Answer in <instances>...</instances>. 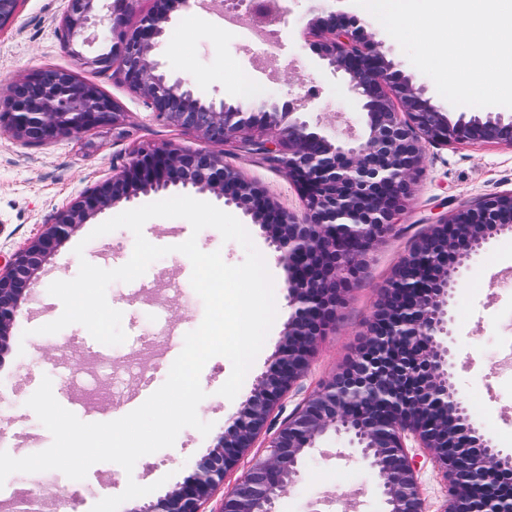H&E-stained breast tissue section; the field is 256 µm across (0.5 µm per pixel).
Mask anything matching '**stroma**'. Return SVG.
Returning a JSON list of instances; mask_svg holds the SVG:
<instances>
[{
    "mask_svg": "<svg viewBox=\"0 0 512 512\" xmlns=\"http://www.w3.org/2000/svg\"><path fill=\"white\" fill-rule=\"evenodd\" d=\"M285 22L276 36L274 58L260 60L250 48L248 27L224 29L214 23V13L192 7L174 11L170 33L157 52L172 77L192 78L207 97L236 100V83L251 78L256 98L281 95L289 77L301 75L304 90L316 92L314 113L326 122L325 133L362 135L363 115L359 102L345 89L342 76L332 75L319 64L306 34L315 0H286ZM338 10L360 21L382 44L395 71L425 86L433 103L451 116L460 107L446 103L431 78L421 73L398 43L366 10L352 0H338ZM66 0H19L12 23L0 29V84L55 67L97 84L125 114L117 126L96 128L76 137L47 144H27L0 131V255L9 256L39 233L57 209L112 174V159L141 146L175 145L197 149V134L156 121L142 98L113 74L84 68L66 49L61 21ZM423 167L414 185L413 199L394 234L381 241L372 253L360 283L346 295L335 329L317 346L306 375L284 397L271 419L279 428L302 401L334 374L341 371L364 338L376 313L382 286L429 226L456 210L474 207L484 199L512 191V147L495 143H451L423 146ZM226 163L266 190L286 210L299 213L304 202L284 170L264 155L230 140L223 147ZM119 204L90 219L67 239L51 257L30 300L23 305L10 349L0 355V415L6 419L0 432V451L22 458L47 449L51 433L42 425L27 401L43 378H50L55 398L69 403L72 413L87 409L97 421L110 422L138 408L166 381L170 343H183L204 316V304L191 286L192 266L175 247L196 237L205 252L220 251L230 265L241 264L246 252L241 244L223 240L213 228L193 233L182 218H152L143 226L147 241L169 247L166 256L153 262L132 282L116 281L107 289V301L122 313L126 340L119 345H100L97 352L80 344L87 330L72 324L55 334L40 333L63 312L59 299L48 292L57 280L77 276L81 261L112 270L126 264L135 238L126 228L100 237L91 232L126 211ZM226 213L239 218L255 247L262 253L274 279L277 318L265 344L248 371L234 399L218 393L229 378L232 365L223 356L211 358L200 381L206 393L197 409L202 421L211 423L208 434L187 427L172 447L138 459L132 472L113 462L91 466L87 479L73 484L57 470L14 473L0 486V512H27L24 488L43 490L40 512H53L55 494L69 493L70 506L60 512H91L102 498L121 494L128 481L147 486L162 482L164 490L182 483L198 461L223 434L250 396L257 380L271 365L289 317L284 289L286 270L260 225L236 206ZM83 254H75L76 246ZM512 274V232L492 236L463 267L450 300L455 389L469 408L478 434L512 458V389L506 388L503 346L512 341V293L500 290L504 275ZM420 463L418 482L427 512H439L446 498L445 483L437 466L423 448H409ZM384 512L385 504L368 464L354 453L347 436H327L312 453L289 491L276 502L277 512Z\"/></svg>",
    "mask_w": 512,
    "mask_h": 512,
    "instance_id": "35a3bbf8",
    "label": "stroma"
}]
</instances>
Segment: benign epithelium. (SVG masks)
I'll return each instance as SVG.
<instances>
[{"mask_svg": "<svg viewBox=\"0 0 512 512\" xmlns=\"http://www.w3.org/2000/svg\"><path fill=\"white\" fill-rule=\"evenodd\" d=\"M153 10L127 28L132 0H67L65 47L97 73L122 77L154 118L192 131L207 143L185 150L142 147L112 164V177L57 211L25 247L0 260V352L8 349L16 319L39 272L57 248L98 213L139 194L192 188L242 208L261 226L287 270L291 313L273 371L256 383L244 408L200 459L194 474L163 496L129 512H275L277 499L300 474L309 450L330 433L350 436L369 462L387 512H426L418 463L406 441L428 450L447 486L440 512H512V495L497 492L505 468L500 450L462 430L467 407L455 394L449 299L454 273L493 235L512 231V192L477 208L459 209L435 224L399 263L381 289L366 342L355 358L321 387L271 436L268 452L242 470L214 501L233 470L288 391L306 374L310 358L336 327L346 294L361 280L376 245L396 230L409 206L423 162V143H498L512 147V115L462 112L456 120L424 89L394 71L374 40L343 13L321 10L308 22L315 55L342 74L364 111V134L353 143L311 130L303 115L313 95L288 91L255 104L201 99L195 83L171 78L153 59L164 41L174 5L198 0H155ZM116 39L112 50L91 57L75 49L85 32ZM5 112L0 129L29 144L77 136L123 118L119 105L97 85L48 67L0 87ZM230 139L257 147L279 163L299 189L304 210L283 209L265 190L211 149ZM431 278L406 275L414 264ZM215 507H210V504Z\"/></svg>", "mask_w": 512, "mask_h": 512, "instance_id": "obj_1", "label": "benign epithelium"}]
</instances>
